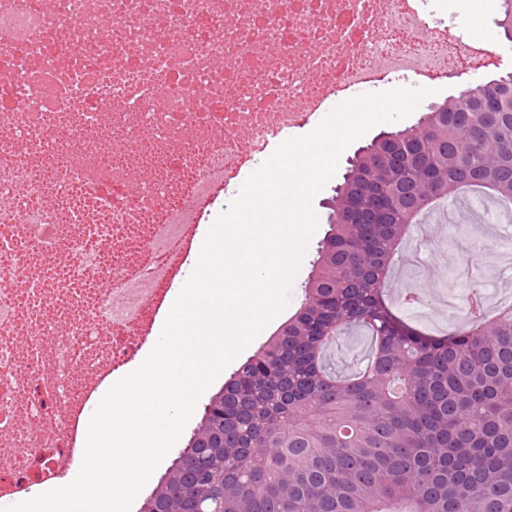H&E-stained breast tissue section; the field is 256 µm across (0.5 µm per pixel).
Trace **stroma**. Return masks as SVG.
<instances>
[{
    "mask_svg": "<svg viewBox=\"0 0 512 512\" xmlns=\"http://www.w3.org/2000/svg\"><path fill=\"white\" fill-rule=\"evenodd\" d=\"M419 10L430 25L446 28L455 36H472L479 30L493 36L498 33L496 22L500 17V0H419ZM507 76H512V49L497 58L495 68L490 71L451 72L436 80L437 94L424 99L407 118L385 123L384 128L396 131L411 126L432 105L459 95L467 88ZM335 186V181H328L313 200L320 224L308 242L296 278L285 290L288 305L280 313V320H287L303 300L302 287L311 272L318 243L328 229L324 203L332 196ZM478 203V194L467 192L466 196L450 207L449 214L454 218L452 224L411 235L398 260L394 282L389 291L395 313L405 323L429 334L439 332L438 327L418 321L414 308L400 302L399 294L404 289H418L424 295L427 306L446 311L449 318L459 319L463 316V303L470 288L485 287L481 270L495 265L498 252L507 248V239L512 236V216L498 214L495 219L499 226L498 232L486 234L482 245H474L468 225L462 217L465 212L476 208Z\"/></svg>",
    "mask_w": 512,
    "mask_h": 512,
    "instance_id": "stroma-1",
    "label": "stroma"
}]
</instances>
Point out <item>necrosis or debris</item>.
Listing matches in <instances>:
<instances>
[{"label":"necrosis or debris","instance_id":"1","mask_svg":"<svg viewBox=\"0 0 512 512\" xmlns=\"http://www.w3.org/2000/svg\"><path fill=\"white\" fill-rule=\"evenodd\" d=\"M412 0H0V497L57 483L194 226L329 94L486 70Z\"/></svg>","mask_w":512,"mask_h":512}]
</instances>
